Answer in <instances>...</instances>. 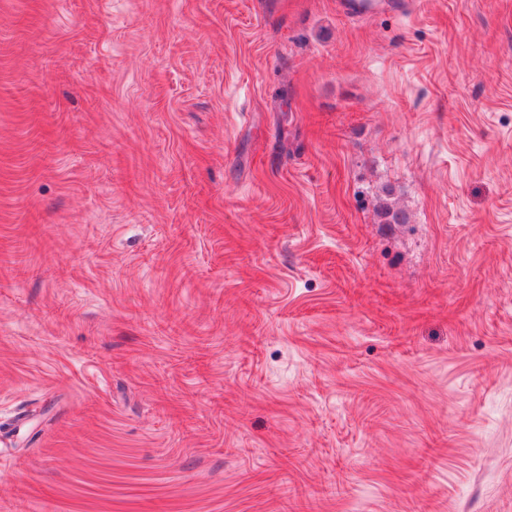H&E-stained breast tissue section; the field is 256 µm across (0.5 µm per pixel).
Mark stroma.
<instances>
[{"instance_id":"1","label":"stroma","mask_w":512,"mask_h":512,"mask_svg":"<svg viewBox=\"0 0 512 512\" xmlns=\"http://www.w3.org/2000/svg\"><path fill=\"white\" fill-rule=\"evenodd\" d=\"M0 512H512V0H0Z\"/></svg>"}]
</instances>
